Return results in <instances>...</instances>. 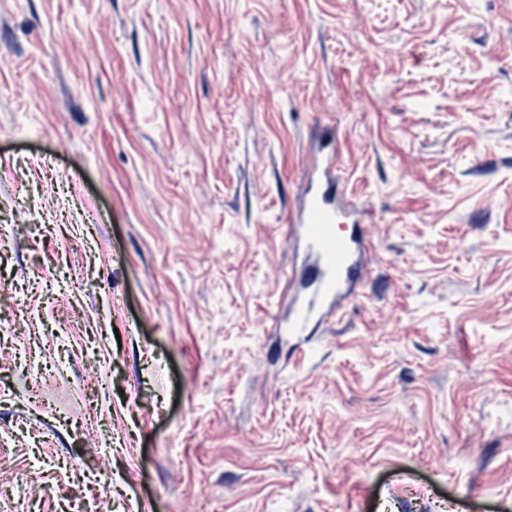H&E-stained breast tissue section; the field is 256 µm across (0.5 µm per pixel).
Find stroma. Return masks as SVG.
<instances>
[{
  "instance_id": "1",
  "label": "stroma",
  "mask_w": 512,
  "mask_h": 512,
  "mask_svg": "<svg viewBox=\"0 0 512 512\" xmlns=\"http://www.w3.org/2000/svg\"><path fill=\"white\" fill-rule=\"evenodd\" d=\"M0 512H512V0H0ZM340 168L341 159L333 149L316 160L297 224L287 227V239L295 232L314 263L306 274L308 288H315L314 292L299 301L294 319L284 328L292 336L326 318L325 303L335 298L337 315L340 302L350 296L362 277L363 258L370 248L367 222L373 217L347 198L335 175Z\"/></svg>"
}]
</instances>
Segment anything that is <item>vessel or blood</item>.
Returning <instances> with one entry per match:
<instances>
[{"label":"vessel or blood","mask_w":512,"mask_h":512,"mask_svg":"<svg viewBox=\"0 0 512 512\" xmlns=\"http://www.w3.org/2000/svg\"><path fill=\"white\" fill-rule=\"evenodd\" d=\"M340 168L341 159L334 151L316 160L296 222L288 227L313 261L306 274L313 292L299 301L294 319L285 328L292 336L326 317L327 301L349 297L362 277L363 258L370 248L367 224L372 216L347 197L336 176Z\"/></svg>","instance_id":"vessel-or-blood-1"}]
</instances>
